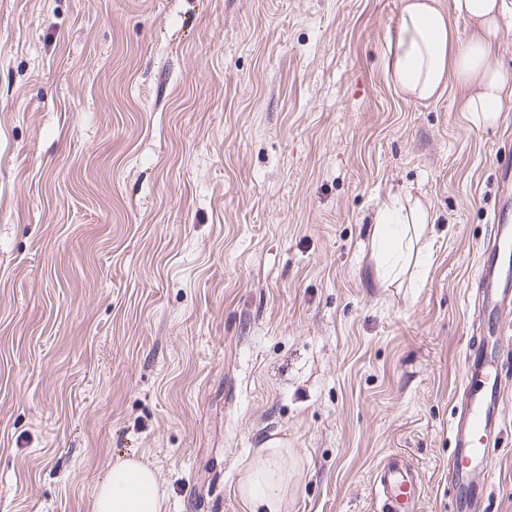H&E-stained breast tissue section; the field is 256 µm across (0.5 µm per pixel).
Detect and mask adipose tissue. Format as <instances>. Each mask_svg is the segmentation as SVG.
<instances>
[{"instance_id":"ef3b65f1","label":"adipose tissue","mask_w":512,"mask_h":512,"mask_svg":"<svg viewBox=\"0 0 512 512\" xmlns=\"http://www.w3.org/2000/svg\"><path fill=\"white\" fill-rule=\"evenodd\" d=\"M468 23L466 39L453 31L450 16ZM512 33V0H401L397 33L387 68L389 81L419 101L439 99L449 82L463 89L461 109L471 126L495 127L512 102V69L500 50ZM417 211L378 213L382 253L404 257L403 240L412 224L424 223ZM246 512H284L288 502V451L277 441L257 449L238 486ZM94 512H165L164 495L152 469L116 460L98 484Z\"/></svg>"}]
</instances>
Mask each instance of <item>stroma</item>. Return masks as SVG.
Returning a JSON list of instances; mask_svg holds the SVG:
<instances>
[{"label": "stroma", "instance_id": "obj_1", "mask_svg": "<svg viewBox=\"0 0 512 512\" xmlns=\"http://www.w3.org/2000/svg\"><path fill=\"white\" fill-rule=\"evenodd\" d=\"M399 0H0V512H94L116 459L166 512H376L404 454L454 512L448 422L512 104L386 76ZM421 206L404 272L377 212ZM483 512H512L491 441ZM269 440L256 453L238 486L248 512H284L288 502V450Z\"/></svg>", "mask_w": 512, "mask_h": 512}]
</instances>
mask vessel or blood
Returning <instances> with one entry per match:
<instances>
[{"mask_svg":"<svg viewBox=\"0 0 512 512\" xmlns=\"http://www.w3.org/2000/svg\"><path fill=\"white\" fill-rule=\"evenodd\" d=\"M512 250V214L495 209L477 274V308L483 337L502 347L512 344V326L502 316L512 307V269L500 261ZM462 398L448 424V441L457 467L451 488L457 512H478L483 489L475 479L485 469L491 435L505 436L503 412L512 402V387L504 383L499 358L482 340L470 342L462 373ZM372 492L379 512H414L419 499V476L404 456H391L378 470Z\"/></svg>","mask_w":512,"mask_h":512,"instance_id":"obj_1","label":"vessel or blood"}]
</instances>
